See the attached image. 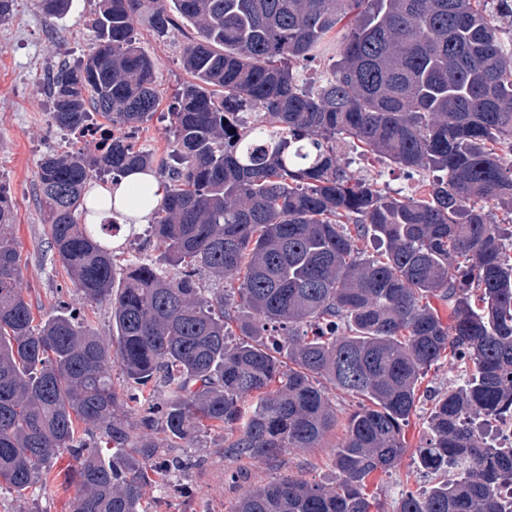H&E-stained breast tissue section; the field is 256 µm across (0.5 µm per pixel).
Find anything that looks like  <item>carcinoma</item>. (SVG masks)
Segmentation results:
<instances>
[{"label":"carcinoma","mask_w":512,"mask_h":512,"mask_svg":"<svg viewBox=\"0 0 512 512\" xmlns=\"http://www.w3.org/2000/svg\"><path fill=\"white\" fill-rule=\"evenodd\" d=\"M35 7L58 19L72 0ZM511 16L512 0H100L89 52L52 76L50 115L77 134L99 116L108 144L47 156L37 182L51 248L85 302L110 305L112 336L62 301L36 319L0 183V481L44 488L66 452L75 512H149L157 435L179 448L228 430V450L257 461L319 448L332 388L366 401L333 451L335 484L284 475L234 512H373L369 479L405 453L422 377L451 355L467 380L437 394L415 449L432 485L399 512H512V447L484 434L512 419V230L494 214L512 216ZM142 17L161 38L195 30L180 54L191 80L159 166L158 255L118 277L113 225L77 214L91 179L154 165L135 142L160 101ZM329 48L323 78L301 79ZM347 146L429 172L428 193L356 178ZM205 279L237 286L227 298ZM236 330L246 340L230 342ZM115 369L135 391V436Z\"/></svg>","instance_id":"cac0c4a2"}]
</instances>
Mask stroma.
<instances>
[{"label":"stroma","instance_id":"stroma-1","mask_svg":"<svg viewBox=\"0 0 512 512\" xmlns=\"http://www.w3.org/2000/svg\"><path fill=\"white\" fill-rule=\"evenodd\" d=\"M98 7L99 0H74L66 18L49 23L33 0H17L11 20L0 25V181L10 186L14 199L13 233L25 263L26 300L44 316L55 313L58 301L69 302L96 333L105 337L111 333L110 308L84 303L73 288L49 247L36 184L39 165L46 155L79 147L73 136L51 124L46 78L88 53V24ZM139 38L155 63L161 101L157 116L144 124L137 143L160 160L167 156L170 139L169 123L163 115L173 102V93L188 76L180 65L177 44L144 29ZM350 169L356 177L377 182L394 195L422 196L429 182L428 172H409L373 155L353 156ZM465 374L464 362L450 358L425 375L416 410L405 428L404 456L394 468L377 472L368 486L381 512H395L404 493L428 486V478L414 462V450L426 430L435 393L462 384ZM328 396L336 409L337 422L322 446L284 449L278 461L271 464H251L230 455L223 436L217 432L184 443L183 454L198 458L200 464L180 477H159L148 494L151 512H233L245 493L286 474L333 483L336 471L332 450L344 437L347 417L357 409L358 401L334 390ZM74 467L69 455L60 456L45 492L31 491L22 498L12 490L0 489V512H21L28 500L36 503L39 512H73L79 497V485L72 475Z\"/></svg>","mask_w":512,"mask_h":512}]
</instances>
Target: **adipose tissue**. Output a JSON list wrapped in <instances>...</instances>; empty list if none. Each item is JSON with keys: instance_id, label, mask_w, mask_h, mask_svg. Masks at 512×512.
Instances as JSON below:
<instances>
[{"instance_id": "obj_1", "label": "adipose tissue", "mask_w": 512, "mask_h": 512, "mask_svg": "<svg viewBox=\"0 0 512 512\" xmlns=\"http://www.w3.org/2000/svg\"><path fill=\"white\" fill-rule=\"evenodd\" d=\"M142 182L149 186L147 195L140 200H128L129 187ZM164 198L165 185L154 173L133 170L118 183L89 185L86 201L91 212L85 216L84 221L99 224L113 219L120 224L140 227L152 223Z\"/></svg>"}]
</instances>
